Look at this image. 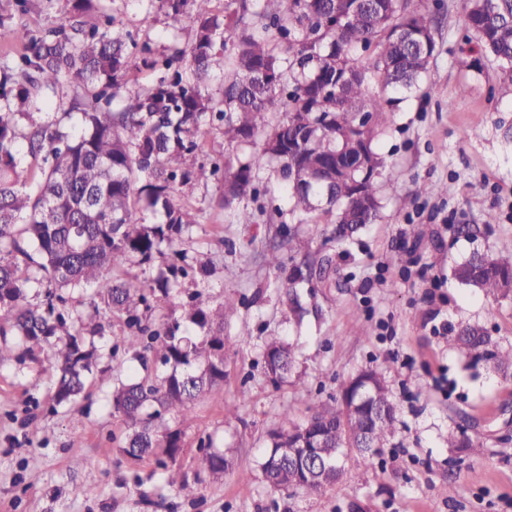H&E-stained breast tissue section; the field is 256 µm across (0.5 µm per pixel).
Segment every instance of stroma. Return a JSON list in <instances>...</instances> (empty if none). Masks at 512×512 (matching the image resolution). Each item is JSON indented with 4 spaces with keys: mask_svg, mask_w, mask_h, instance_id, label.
I'll return each instance as SVG.
<instances>
[{
    "mask_svg": "<svg viewBox=\"0 0 512 512\" xmlns=\"http://www.w3.org/2000/svg\"><path fill=\"white\" fill-rule=\"evenodd\" d=\"M118 27L161 54L185 47L190 21L173 24L161 0H105ZM436 43L419 91L397 95L375 147L396 167L382 186L377 220L333 241L326 218L295 226L313 257L330 256L329 287L314 291L302 323L288 319L283 271L266 253L288 258L291 222L271 169L259 174L266 213L238 223L220 209L216 183L184 188L207 221L186 232L188 256L212 263L184 293L211 303L234 301L224 327V387L195 402L193 418L165 414L159 431L181 434L173 465L195 483L187 500L169 487L155 457L123 454L128 429L114 414L112 351L124 323L96 338L98 359L85 399L50 411L55 351L0 359V512H512V377L503 378L450 347L460 326L484 325L512 352V299L486 296L451 277L454 264L480 250L512 258V76L476 50L465 28L464 0H424ZM66 0H0V18L42 30L58 25ZM427 194L411 198L415 184ZM479 226L477 238L458 234ZM444 285L432 287L431 276ZM293 347L295 367L274 382L264 368L265 341ZM382 369L397 406L395 434L380 454L349 450L343 475L319 494L276 491L260 463L282 415L303 422L366 368ZM462 429L480 455L448 445ZM223 453L224 477L198 472L202 441Z\"/></svg>",
    "mask_w": 512,
    "mask_h": 512,
    "instance_id": "35a3bbf8",
    "label": "stroma"
}]
</instances>
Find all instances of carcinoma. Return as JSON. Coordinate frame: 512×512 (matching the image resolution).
<instances>
[{
	"instance_id": "cac0c4a2",
	"label": "carcinoma",
	"mask_w": 512,
	"mask_h": 512,
	"mask_svg": "<svg viewBox=\"0 0 512 512\" xmlns=\"http://www.w3.org/2000/svg\"><path fill=\"white\" fill-rule=\"evenodd\" d=\"M72 7L53 28L32 31L0 21V43L22 52L0 61V336H19L25 354L57 341L59 378L50 410L72 403L92 371L97 350L87 341L102 336L112 316L124 318L127 357L112 372L126 375L112 391V408L130 433L122 452L141 459L156 449L170 459L180 451L177 431L161 433L156 420L175 412L187 417L192 404L224 384V323L237 313L231 302L211 305L196 293L181 304V318L142 322L139 308L162 310L175 282L204 274L177 246L204 214L183 203L181 189L194 182L224 183L222 207L260 196L259 172L279 167L281 191L298 224L313 213L333 218L336 240L346 239L378 214L383 161L374 148L376 128L388 119L391 93H412L427 73L436 44L427 10L412 0H166L174 17L190 8L193 37L168 56L140 48L145 67L162 72L150 87L130 93L125 77L133 56L128 32L104 10L86 19L94 0ZM466 24L480 46L512 69V0H466ZM224 74L220 96L209 92L216 71ZM384 94L372 95L368 73ZM76 83L84 95L71 99L79 125L66 129L28 110L30 102ZM285 118L269 121L276 105ZM224 129L230 143L245 148L264 135L262 149L232 162L215 159L196 168L186 157L201 148L207 130ZM360 184L368 206L353 198ZM160 214L162 221L150 216ZM170 250L176 261L150 284L119 279L112 272L131 258L150 263ZM324 259L292 258L288 270V320L301 322L303 288L321 278ZM461 284L486 295L512 299V261L475 253L453 268ZM96 285V321L67 308L63 289ZM45 288L46 304L25 303L27 290ZM188 322L204 331L194 336ZM466 356L499 372L512 369V355L491 349L479 325L453 337ZM171 372L161 379L138 376L148 355ZM264 363L273 380L294 365L291 345L278 336L266 342ZM371 383L376 398L355 413L326 403L307 422L283 416L269 433L261 463L272 488L321 493L341 472L324 467L310 474L288 468L277 449L302 441L324 462L340 448L371 457L393 433L396 406L381 372H360L342 389L357 395ZM166 484L186 498L197 489L181 470L168 467ZM224 456L200 444L198 471L224 474Z\"/></svg>"
}]
</instances>
